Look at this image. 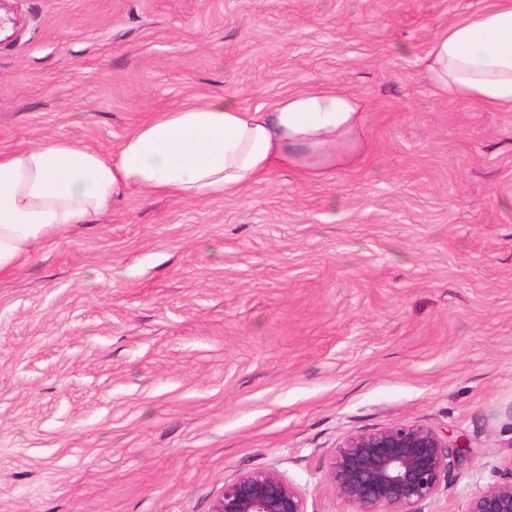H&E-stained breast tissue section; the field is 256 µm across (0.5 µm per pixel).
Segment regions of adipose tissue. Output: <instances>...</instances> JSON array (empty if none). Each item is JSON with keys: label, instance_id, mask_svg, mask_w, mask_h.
Segmentation results:
<instances>
[{"label": "adipose tissue", "instance_id": "ef3b65f1", "mask_svg": "<svg viewBox=\"0 0 512 512\" xmlns=\"http://www.w3.org/2000/svg\"><path fill=\"white\" fill-rule=\"evenodd\" d=\"M421 73L437 96L512 112V0L439 30ZM362 119L345 89L315 86L266 111L225 95L185 104L144 121L113 152L68 141L0 152V275L132 188L215 200L241 194L276 169H334L357 154L350 136Z\"/></svg>", "mask_w": 512, "mask_h": 512}]
</instances>
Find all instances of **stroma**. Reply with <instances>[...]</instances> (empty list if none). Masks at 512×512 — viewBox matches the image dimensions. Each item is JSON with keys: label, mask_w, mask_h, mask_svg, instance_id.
<instances>
[{"label": "stroma", "mask_w": 512, "mask_h": 512, "mask_svg": "<svg viewBox=\"0 0 512 512\" xmlns=\"http://www.w3.org/2000/svg\"><path fill=\"white\" fill-rule=\"evenodd\" d=\"M492 0H0V151L115 148L215 94L337 84L360 159L241 195L129 190L0 277V512H210L274 469L348 512L350 435L446 431L424 512L512 476V112L433 93L437 30Z\"/></svg>", "instance_id": "stroma-1"}]
</instances>
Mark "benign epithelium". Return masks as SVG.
<instances>
[{"label":"benign epithelium","instance_id":"benign-epithelium-1","mask_svg":"<svg viewBox=\"0 0 512 512\" xmlns=\"http://www.w3.org/2000/svg\"><path fill=\"white\" fill-rule=\"evenodd\" d=\"M462 460L448 434L425 424H397L346 438L330 459L327 477L350 512H422ZM210 512L307 510L297 485L274 470H255L224 483ZM462 512H512V479L479 488Z\"/></svg>","mask_w":512,"mask_h":512}]
</instances>
